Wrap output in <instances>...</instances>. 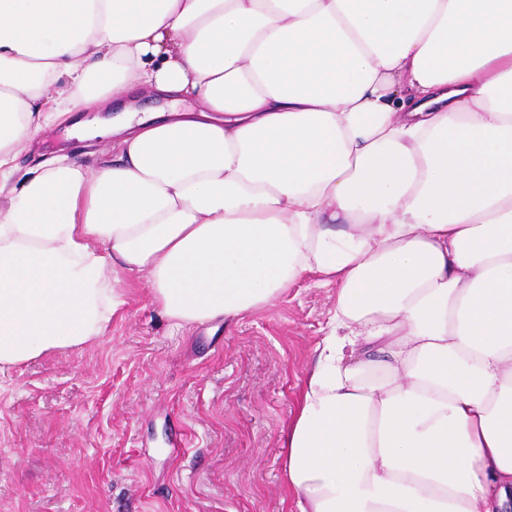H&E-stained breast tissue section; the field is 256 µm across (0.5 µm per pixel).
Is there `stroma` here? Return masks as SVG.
Wrapping results in <instances>:
<instances>
[{
	"label": "stroma",
	"instance_id": "stroma-1",
	"mask_svg": "<svg viewBox=\"0 0 512 512\" xmlns=\"http://www.w3.org/2000/svg\"><path fill=\"white\" fill-rule=\"evenodd\" d=\"M108 141L45 127L11 182L66 151L97 168ZM102 341L0 373V512H291L282 430L335 284L303 277L233 325L169 330L145 279Z\"/></svg>",
	"mask_w": 512,
	"mask_h": 512
}]
</instances>
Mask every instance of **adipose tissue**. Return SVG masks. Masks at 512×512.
Returning a JSON list of instances; mask_svg holds the SVG:
<instances>
[{"mask_svg":"<svg viewBox=\"0 0 512 512\" xmlns=\"http://www.w3.org/2000/svg\"><path fill=\"white\" fill-rule=\"evenodd\" d=\"M105 105L111 160L10 183ZM116 268L187 331L336 284L297 512H512V0H0V372L102 337ZM96 114L99 113L86 111L71 113V119L55 121L45 127L32 148L23 152L16 160V168L11 179L12 184L18 186L23 183L31 176L33 166L43 159L55 156L62 148L88 168L96 169L99 159L108 154L109 142L99 139H79L70 125L76 117L85 118Z\"/></svg>","mask_w":512,"mask_h":512,"instance_id":"1","label":"adipose tissue"}]
</instances>
